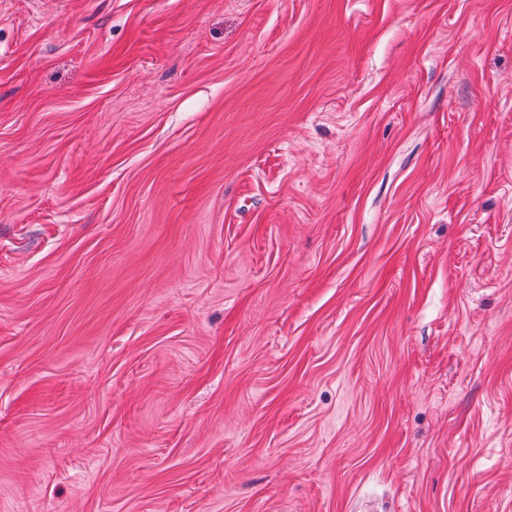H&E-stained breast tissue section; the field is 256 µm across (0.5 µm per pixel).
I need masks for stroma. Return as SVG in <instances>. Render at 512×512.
Here are the masks:
<instances>
[{
  "label": "stroma",
  "instance_id": "35a3bbf8",
  "mask_svg": "<svg viewBox=\"0 0 512 512\" xmlns=\"http://www.w3.org/2000/svg\"><path fill=\"white\" fill-rule=\"evenodd\" d=\"M0 512H512V0H0Z\"/></svg>",
  "mask_w": 512,
  "mask_h": 512
}]
</instances>
